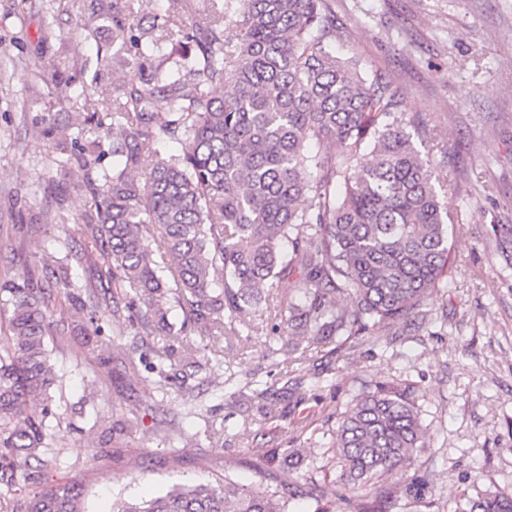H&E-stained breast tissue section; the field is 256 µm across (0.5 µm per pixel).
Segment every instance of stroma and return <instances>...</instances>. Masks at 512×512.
<instances>
[{"mask_svg": "<svg viewBox=\"0 0 512 512\" xmlns=\"http://www.w3.org/2000/svg\"><path fill=\"white\" fill-rule=\"evenodd\" d=\"M87 6L61 0L51 16L43 0H0V225L44 227L20 247L0 248V270L49 257L58 235L95 250L79 230L92 198L80 176L53 164L54 141L43 130L60 110L58 97L93 83L105 111L114 85L139 83L140 72L113 73L112 21L98 20L86 37ZM330 7L337 50L393 79L402 112L437 126L447 147L440 200L462 221L449 229L448 278L422 305L439 334L400 324L389 339L321 348L293 363L286 352L269 354L264 326L237 336H176L170 346L182 365L218 346L224 357L207 381L171 371L162 392L148 367L126 374L122 355L141 340L111 309L94 310L101 333L91 338L61 310L56 319L68 333L48 343L58 375L53 461L29 469L19 490L0 492V512H25L29 494L63 475L81 485L84 512H112L113 502L226 474L264 492L254 474L260 459L274 451L289 458L295 446L321 456L336 442L337 406L400 377L413 382L431 434L417 463L435 475L439 512H454L466 494L512 491V262L486 235L490 225H512V0H330ZM37 69L55 84L54 97L32 96ZM286 375L304 382L278 400L273 423L260 392ZM293 418L304 421L305 434L293 436ZM99 420L131 421L133 435L105 442L94 429Z\"/></svg>", "mask_w": 512, "mask_h": 512, "instance_id": "stroma-1", "label": "stroma"}]
</instances>
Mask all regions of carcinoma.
Returning <instances> with one entry per match:
<instances>
[{
  "mask_svg": "<svg viewBox=\"0 0 512 512\" xmlns=\"http://www.w3.org/2000/svg\"><path fill=\"white\" fill-rule=\"evenodd\" d=\"M154 0H91L94 21L112 15V72L136 65L138 85L118 86L112 111L101 112L83 88L81 112H68L78 136L112 141V169L85 173L94 206L82 214L91 256L56 237L54 250L112 281V315L163 343L186 331L238 335L247 315L277 282L295 276L294 293L273 305L271 334L290 353L333 341L343 346L382 336L419 317V308L448 273V226L440 202L435 152L439 133L422 151L399 111L400 90L381 73L357 69L336 55L338 32L329 0H205L195 20L152 14ZM236 18L237 33L225 21ZM217 87L225 94H213ZM176 140L169 157L153 145ZM76 142L56 139L60 168L88 161ZM498 251L512 256V225L492 224ZM96 298L74 281L71 267L46 261L0 288V479L36 462L52 438L49 390L55 368L48 336H62L54 313L80 316ZM183 320H169L172 308ZM162 380L172 359L147 346L136 359ZM42 397L36 410L31 402ZM336 446L316 471L341 467L339 498L353 512H392L399 495L384 475L410 468L427 447L411 384L377 383L336 411ZM257 477L260 495L229 475L214 483L175 485L143 502L120 501L112 512H288L301 492L313 512H333L326 482L305 490L282 481L270 459ZM433 473L416 470L408 504L432 505ZM80 489L69 478L35 493L26 512H80ZM458 512H512V493L483 491Z\"/></svg>",
  "mask_w": 512,
  "mask_h": 512,
  "instance_id": "1",
  "label": "carcinoma"
}]
</instances>
